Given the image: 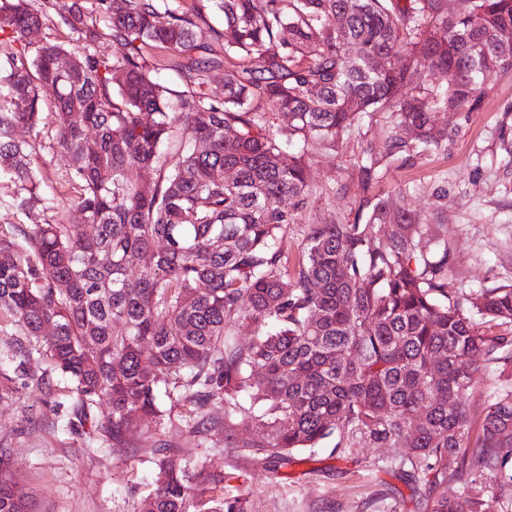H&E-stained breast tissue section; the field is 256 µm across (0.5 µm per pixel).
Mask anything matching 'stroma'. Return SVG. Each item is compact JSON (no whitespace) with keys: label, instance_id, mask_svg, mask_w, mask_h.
Returning a JSON list of instances; mask_svg holds the SVG:
<instances>
[{"label":"stroma","instance_id":"stroma-1","mask_svg":"<svg viewBox=\"0 0 512 512\" xmlns=\"http://www.w3.org/2000/svg\"><path fill=\"white\" fill-rule=\"evenodd\" d=\"M448 144L407 161L386 159L378 195L434 224L448 245V289L470 293L512 283V74L492 77L475 109L440 113ZM390 122L376 113L354 128L340 152L320 150L309 160L312 192L299 223L286 232L290 253L304 248L303 227L336 219L353 222L350 183L368 144L382 142ZM42 201L27 214L9 209L19 183L0 175V226L25 228L68 207L74 191L64 178L65 162L42 151L37 162ZM26 372L45 377L43 386L15 379L0 397V448L14 461L13 481L28 512H139L156 489L155 451L189 448L196 462L224 475V497L246 512H424L400 466L401 456L360 439L337 456L336 438L318 446L314 459L274 474L245 448L224 445L223 425L195 431L188 408H174L161 422H146L130 442L90 439L71 425L74 396L68 383L31 356ZM478 487L494 512H512V487L482 477L453 479L448 493L466 498Z\"/></svg>","mask_w":512,"mask_h":512}]
</instances>
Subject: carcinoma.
I'll list each match as a JSON object with an SVG mask.
<instances>
[{"label": "carcinoma", "mask_w": 512, "mask_h": 512, "mask_svg": "<svg viewBox=\"0 0 512 512\" xmlns=\"http://www.w3.org/2000/svg\"><path fill=\"white\" fill-rule=\"evenodd\" d=\"M95 11L120 55L96 52L87 0H62L79 51L47 41L28 59L6 56L0 170L26 191L9 206L41 201L45 137L76 192L53 221L15 227L21 240L0 234V317L20 364L41 354L70 384L79 425L114 443L165 418L161 391L173 408L195 407L199 433L220 399L224 444L275 472L313 460L334 434L359 437L406 449L427 512H492L446 487L474 473L512 486V388L484 408L473 442L467 404L478 359L512 377V284L448 292V245L373 188L386 158L446 145L436 113L473 105L490 74H507L512 44L490 34L512 26V0H199L191 15L171 0H95ZM47 21L30 0H0V33L25 50ZM151 47L197 52L183 89L159 79ZM66 55L79 65L61 75L52 63ZM219 69L220 90L209 81ZM47 97L56 112L44 132ZM383 111L384 144L356 163L355 221L306 225L290 265L284 234L308 206L310 153L338 150ZM19 126L33 137L15 139ZM239 418L251 422L246 439ZM191 460L189 449L157 451L142 512H244L218 494L224 473ZM10 470L0 448V512H26Z\"/></svg>", "instance_id": "obj_1"}]
</instances>
